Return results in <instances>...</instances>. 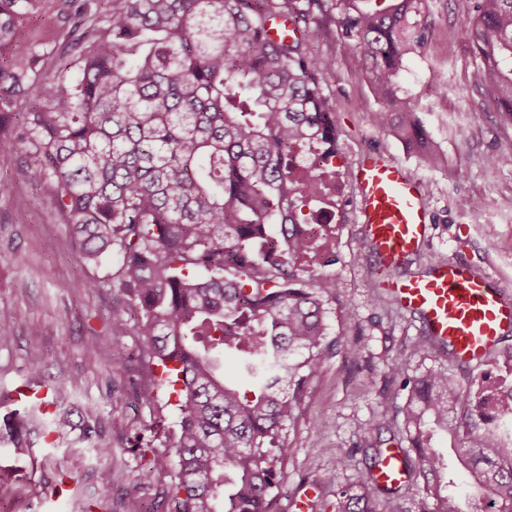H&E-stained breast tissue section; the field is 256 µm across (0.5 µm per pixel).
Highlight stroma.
Instances as JSON below:
<instances>
[{
    "instance_id": "1",
    "label": "stroma",
    "mask_w": 512,
    "mask_h": 512,
    "mask_svg": "<svg viewBox=\"0 0 512 512\" xmlns=\"http://www.w3.org/2000/svg\"><path fill=\"white\" fill-rule=\"evenodd\" d=\"M476 0H425L420 22L427 40L410 54L400 83L413 102L409 118L423 126L440 159L429 164L423 149L375 122L382 105L357 51L339 35L331 8L310 26L312 48L332 62L325 92L334 104L336 197L334 246L323 272L334 298L325 322L329 357L309 381L287 429L275 492V512H291L301 483L312 484V512H336L340 489L360 490L375 449L407 443L406 391L387 369L404 360L417 376L435 369L465 389L478 383L438 346L425 345L415 316L399 309L382 283L425 273L442 261L464 262L500 278L512 294V166L499 164L512 152V126L503 125L490 91L473 80L475 55L466 29ZM52 0L17 26L15 41L0 49L9 57L29 45L59 37ZM405 165L423 184L433 215L428 243L400 267L384 270L375 257L361 215L353 171L367 150ZM0 512H173L170 479L139 481L152 430L175 428L178 414L166 391L156 389L158 369L142 355L136 333L118 344L106 339L112 314L125 298L112 286V258L82 264L78 247L50 203L49 184L18 154L0 150ZM474 200L478 209L465 208ZM469 225L461 233L460 225ZM424 351H417V344ZM357 348L346 357L344 345ZM121 365H114V354ZM22 384L44 386L46 415L70 421L61 438L46 425L12 442L7 427L25 412L15 401ZM112 449L111 456L100 447Z\"/></svg>"
}]
</instances>
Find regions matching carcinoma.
Masks as SVG:
<instances>
[{
	"instance_id": "1",
	"label": "carcinoma",
	"mask_w": 512,
	"mask_h": 512,
	"mask_svg": "<svg viewBox=\"0 0 512 512\" xmlns=\"http://www.w3.org/2000/svg\"><path fill=\"white\" fill-rule=\"evenodd\" d=\"M44 0H0V46ZM424 0H333L341 36L358 50L393 125L413 111L399 84L426 38ZM64 46L37 43L0 59V125L17 120L15 153L51 184V204L72 226L78 257L118 260L113 283L129 312L112 315V344L134 324L158 385L178 397L179 429L156 426L162 449L139 474H168L174 512H274L286 430L303 389L330 354L326 305L332 284L322 236L302 203L317 173L293 182L310 145L335 154L334 107L324 92L329 59L307 45L304 23L320 0H56ZM467 27L503 124H512V0H476ZM281 17L297 36L275 41ZM45 88L51 107L25 103L47 56L69 65ZM394 129L423 142L419 126ZM239 378L224 379V359ZM405 423L418 458L421 512H458L442 490V456L428 425L469 405L455 449L475 497L473 512H512V457L477 424L494 405L512 410V389L474 398L441 370L410 377ZM340 491L341 512H374L372 493Z\"/></svg>"
}]
</instances>
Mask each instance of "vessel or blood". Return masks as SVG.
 Instances as JSON below:
<instances>
[{
  "instance_id": "b4317fda",
  "label": "vessel or blood",
  "mask_w": 512,
  "mask_h": 512,
  "mask_svg": "<svg viewBox=\"0 0 512 512\" xmlns=\"http://www.w3.org/2000/svg\"><path fill=\"white\" fill-rule=\"evenodd\" d=\"M362 198V215L378 259L384 267L401 264L429 238L432 215L423 187L408 169L367 151L354 171ZM394 301L417 315L423 334L448 349L456 364L483 376L490 354L512 333V296L492 274H479L460 262L439 263L427 274L388 282ZM407 451L383 449L373 481L404 484Z\"/></svg>"
}]
</instances>
